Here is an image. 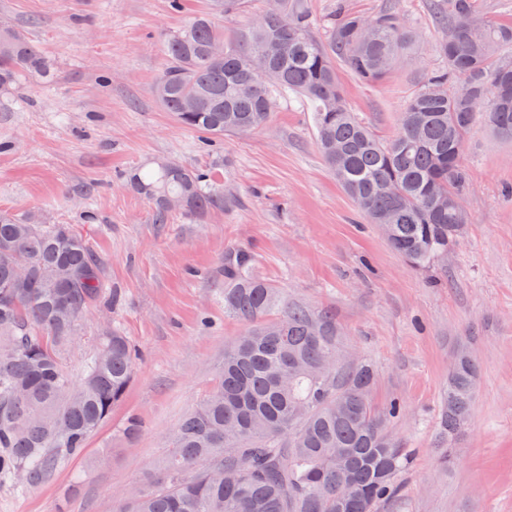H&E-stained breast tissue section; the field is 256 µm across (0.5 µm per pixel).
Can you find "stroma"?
I'll return each instance as SVG.
<instances>
[{"instance_id": "1", "label": "stroma", "mask_w": 512, "mask_h": 512, "mask_svg": "<svg viewBox=\"0 0 512 512\" xmlns=\"http://www.w3.org/2000/svg\"><path fill=\"white\" fill-rule=\"evenodd\" d=\"M209 0H0V20L56 64L31 76L0 112V209L41 213L83 230L110 293L80 320L63 362L79 376L108 323L138 360L123 400L83 455L25 488L0 480V512H114L148 485L168 440L212 385L243 326L224 313V250L250 248L257 273L287 302L334 316L342 350L376 373L372 402L399 401L392 431L414 462L397 499L379 512H512V139L475 123L465 137L469 186L464 234L429 273L393 251L327 169L310 104L278 93L254 133L203 140L156 101L168 65L166 34ZM313 36L330 17L371 16L389 0H305ZM419 33L411 64L380 84L345 66L337 77L351 112L380 138L394 136L424 76L442 68L431 0H400ZM157 160L191 166L223 189L224 208L152 219L128 185ZM93 214L94 223L84 221ZM478 369L471 421L449 439L441 423L459 352Z\"/></svg>"}]
</instances>
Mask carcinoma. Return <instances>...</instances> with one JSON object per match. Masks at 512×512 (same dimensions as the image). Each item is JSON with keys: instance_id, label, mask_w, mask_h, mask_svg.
Instances as JSON below:
<instances>
[{"instance_id": "1", "label": "carcinoma", "mask_w": 512, "mask_h": 512, "mask_svg": "<svg viewBox=\"0 0 512 512\" xmlns=\"http://www.w3.org/2000/svg\"><path fill=\"white\" fill-rule=\"evenodd\" d=\"M241 8L242 0H211L167 35L169 64L155 98L182 125L218 138L262 127L275 94L302 96L313 107L322 158L346 194L412 267L434 268L468 224L460 204L467 131L481 118L512 137V24L484 19L479 0H437L444 67L426 75L398 133L383 140L349 112L336 63L378 83L409 59L417 34L396 4L370 17L339 14L325 44L311 36L301 0H279L227 41L214 15ZM25 74L50 81L52 63L0 22V93ZM130 186L152 202L158 224L168 220L170 199L194 216L224 204L223 191L183 164L156 162ZM63 263L72 276L60 283L54 274ZM106 294L101 264L72 225L0 210L1 477L33 485L82 455L126 393L135 353L115 325L96 336L79 381L62 363L78 322ZM64 298L76 308L60 323ZM280 303L250 250H224V310L243 332L172 434L159 477L115 512H378L398 495L412 461L391 431L403 405L374 408L375 371L344 358L332 314L290 304L268 318ZM476 381L475 363L459 353L442 407L450 436L471 419Z\"/></svg>"}]
</instances>
